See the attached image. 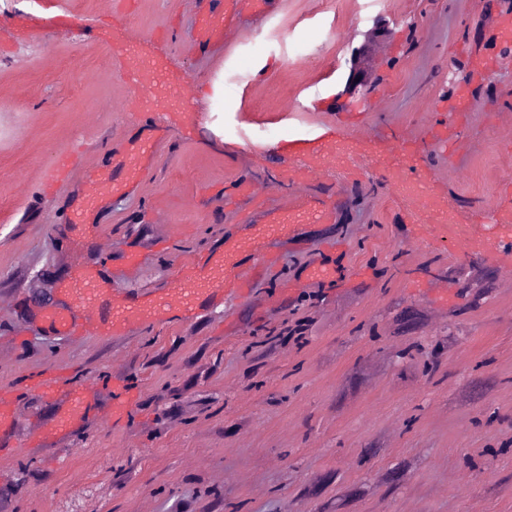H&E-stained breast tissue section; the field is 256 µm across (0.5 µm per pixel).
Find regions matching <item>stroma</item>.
<instances>
[{"mask_svg":"<svg viewBox=\"0 0 512 512\" xmlns=\"http://www.w3.org/2000/svg\"><path fill=\"white\" fill-rule=\"evenodd\" d=\"M40 0L0 7V390L10 391L17 445L0 450V512H203L211 491L237 512H512V242L495 255L469 233L493 232L488 212L512 171V53H502L512 0H281L268 20L243 17L246 41L195 83L200 55L179 43L192 17L177 0H56L78 15L75 34L34 32L9 41L14 20ZM175 77H187L199 129L128 121L139 90L121 80L110 48L120 34ZM359 65L369 104L344 98ZM493 65V83L478 79ZM365 130L376 153L417 138L441 209L464 235H443L433 211L415 209L388 163L337 172L332 222L274 246L275 265L230 318L170 325L100 343L93 326L62 343L29 325L40 303L79 266L112 275L124 251L147 254L153 274L178 256L209 253L234 231L226 209L236 177L277 198L329 191L256 163L243 139L265 144L322 126ZM162 138L145 198L105 199L93 209L88 172L126 176L112 156ZM92 148L81 168L39 203L44 170L75 139ZM82 210L99 224L107 253L74 249L55 213ZM167 223H151L155 212ZM170 248L151 250L154 239ZM324 263L331 278L307 282ZM467 308L460 279L483 291ZM419 344L415 361L396 353ZM436 360L428 376L423 364ZM83 383L100 407L56 455L30 440L41 424L36 382ZM133 396L122 418L112 401ZM30 462L27 480L21 463ZM399 482L386 493L384 477Z\"/></svg>","mask_w":512,"mask_h":512,"instance_id":"obj_1","label":"stroma"}]
</instances>
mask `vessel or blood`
Instances as JSON below:
<instances>
[{
	"label": "vessel or blood",
	"mask_w": 512,
	"mask_h": 512,
	"mask_svg": "<svg viewBox=\"0 0 512 512\" xmlns=\"http://www.w3.org/2000/svg\"><path fill=\"white\" fill-rule=\"evenodd\" d=\"M182 2L196 20L190 44L214 49L219 55L231 52L245 39L247 31L240 22L243 14L267 17L274 5V0H224L223 13L215 15L203 13V0ZM79 23L74 14L48 9L28 16L19 26L17 36L25 39L43 28L71 33ZM113 59L120 75L138 87L174 91L182 85L180 79L167 73L161 62L140 57L130 41L120 43ZM367 143L363 134H353L346 140L334 127L326 126L309 138L283 137L270 146L250 145L249 152L259 161H276L282 167L283 178L296 183L313 173L335 172L346 156ZM158 146V141L149 140L138 152L125 155L129 177L124 187L119 188V197L142 194L146 184L145 162L153 158ZM239 195L244 205L240 217L243 231L227 235L219 255L179 258L161 282L145 276L127 280V269L144 267V256L137 250L124 254L123 272L109 283L97 274L74 270L64 298L44 308L33 319V328L65 341L77 336L87 319L96 316L100 319V339L111 342L147 327L171 323L196 326L213 317L217 309H231L237 301L248 298L253 286L265 277L271 245L298 238L307 218L301 210L300 197H288L274 206L268 188L251 181L240 183ZM261 215L266 218L262 224L257 221ZM43 401L52 405L54 414L45 419L34 444L54 452L84 424L92 405L78 386L51 391L44 395ZM14 423L10 402L0 396V446H12Z\"/></svg>",
	"instance_id": "vessel-or-blood-1"
}]
</instances>
